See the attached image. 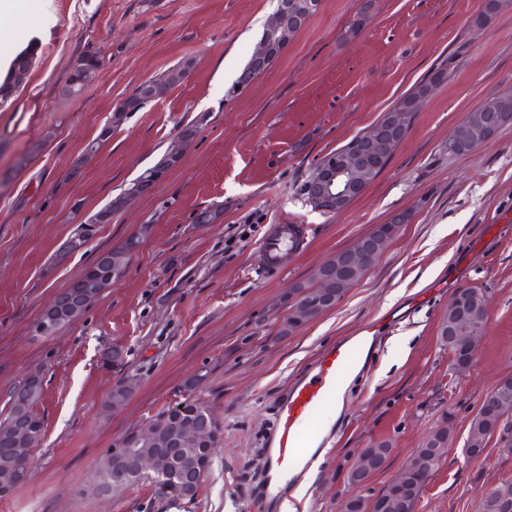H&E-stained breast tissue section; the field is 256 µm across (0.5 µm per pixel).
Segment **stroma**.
<instances>
[{
	"label": "stroma",
	"mask_w": 512,
	"mask_h": 512,
	"mask_svg": "<svg viewBox=\"0 0 512 512\" xmlns=\"http://www.w3.org/2000/svg\"><path fill=\"white\" fill-rule=\"evenodd\" d=\"M0 17V72L36 46L24 91L0 103V412L15 384L43 368L45 437L29 480L0 512H339L373 500L450 414L455 442L416 512H475L486 488L512 479V422L480 458L463 448L468 425L512 372V126L465 156L449 135L491 95H512V0L483 24L482 0H322L279 59L229 95L277 0H18ZM104 57L77 97L63 96L75 60ZM187 79L113 128L93 157L87 143L143 82L183 63ZM448 81L423 103L378 179L343 212L310 210L296 189L315 162L377 122L434 68ZM187 125L197 135L181 164L144 198L100 225L65 265L58 249L89 214L153 165ZM24 167H17L20 155ZM221 207L218 224H199ZM401 210L413 213L364 279L336 305L279 335L289 289ZM273 224H307V247L285 269L255 266ZM142 243L121 281L51 337L30 328L53 295L101 250ZM481 288L484 339L469 372L452 370L439 323L456 288ZM378 327L370 367L347 387L303 493L266 500L264 440L287 386L327 347ZM125 354L112 366V350ZM132 375L126 403L103 413ZM198 396L224 440L194 502L170 506L149 484L92 491L113 437ZM393 451L353 486L347 473L370 443Z\"/></svg>",
	"instance_id": "obj_1"
}]
</instances>
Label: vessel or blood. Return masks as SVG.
I'll return each instance as SVG.
<instances>
[{
	"label": "vessel or blood",
	"instance_id": "vessel-or-blood-1",
	"mask_svg": "<svg viewBox=\"0 0 512 512\" xmlns=\"http://www.w3.org/2000/svg\"><path fill=\"white\" fill-rule=\"evenodd\" d=\"M310 235L311 228L306 224L274 225L259 244V268L284 269L288 256L303 251ZM354 360L353 349L330 347L287 389L265 450L269 463L266 495L277 496L282 482L307 465L308 450L319 439L315 428L317 416L334 400L339 381Z\"/></svg>",
	"mask_w": 512,
	"mask_h": 512
}]
</instances>
